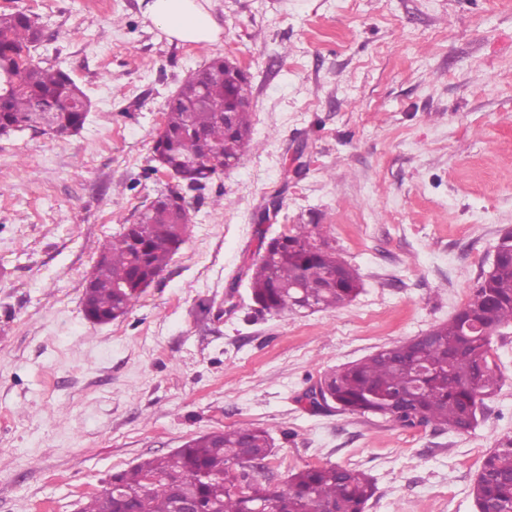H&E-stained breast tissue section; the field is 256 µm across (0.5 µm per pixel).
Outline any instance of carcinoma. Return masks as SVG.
Here are the masks:
<instances>
[{
    "mask_svg": "<svg viewBox=\"0 0 512 512\" xmlns=\"http://www.w3.org/2000/svg\"><path fill=\"white\" fill-rule=\"evenodd\" d=\"M35 26L22 11L0 13V128L34 130L47 117L51 133L63 139L83 128L89 101L67 72L33 61L31 48L40 41ZM244 82L242 70L216 57L189 74L170 98L153 153L164 158L178 184L112 237L87 280L85 312L111 321L124 316L185 242L190 220L181 215L184 195L204 190L224 173V161L239 162L247 154L248 107L236 109L230 127L220 118L236 105ZM498 250L494 267L448 322L324 375L329 402L340 412L404 426L471 429L498 385L488 360L491 336L512 325L511 232L500 238ZM250 288L259 311L280 315L342 307L359 293L360 279L309 225L300 224L297 232L267 242L251 268ZM271 451L270 433L261 427L211 432L112 475V486L123 494V512H173L174 489L187 492L201 512H255L261 506L265 512H365L375 495L370 475L340 465L299 469L272 490L250 476L248 465ZM154 477L160 486L150 485ZM472 494L478 510L512 512V437L485 456Z\"/></svg>",
    "mask_w": 512,
    "mask_h": 512,
    "instance_id": "1",
    "label": "carcinoma"
}]
</instances>
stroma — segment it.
I'll return each instance as SVG.
<instances>
[{"instance_id":"obj_1","label":"stroma","mask_w":512,"mask_h":512,"mask_svg":"<svg viewBox=\"0 0 512 512\" xmlns=\"http://www.w3.org/2000/svg\"><path fill=\"white\" fill-rule=\"evenodd\" d=\"M148 0H0L33 53L88 95L66 140L0 135V512H80L113 474L190 438L267 429L270 487L360 469L365 512H475L482 461L512 436L500 379L457 433L317 409L327 371L426 334L468 301L512 230V0H211L214 43L168 39ZM249 81L251 149L194 198L166 269L107 324L83 310L104 245L167 185V100L215 56ZM299 224L359 273L348 305L256 312L248 270Z\"/></svg>"}]
</instances>
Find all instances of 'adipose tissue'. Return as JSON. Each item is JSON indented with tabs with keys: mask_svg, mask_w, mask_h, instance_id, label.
I'll list each match as a JSON object with an SVG mask.
<instances>
[{
	"mask_svg": "<svg viewBox=\"0 0 512 512\" xmlns=\"http://www.w3.org/2000/svg\"><path fill=\"white\" fill-rule=\"evenodd\" d=\"M148 14L171 39L187 42L218 41L220 28L199 0H150Z\"/></svg>",
	"mask_w": 512,
	"mask_h": 512,
	"instance_id": "ef3b65f1",
	"label": "adipose tissue"
}]
</instances>
